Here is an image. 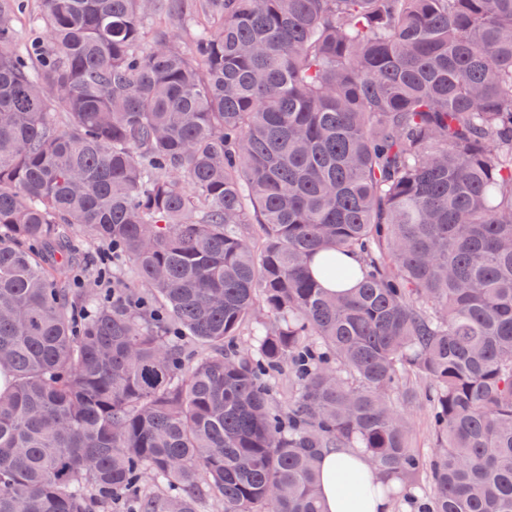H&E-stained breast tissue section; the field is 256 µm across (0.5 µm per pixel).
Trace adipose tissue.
<instances>
[{"mask_svg": "<svg viewBox=\"0 0 512 512\" xmlns=\"http://www.w3.org/2000/svg\"><path fill=\"white\" fill-rule=\"evenodd\" d=\"M317 467L321 474L323 512H348L340 494V482L345 470H352L369 483L378 479L368 456L354 448L322 449Z\"/></svg>", "mask_w": 512, "mask_h": 512, "instance_id": "1", "label": "adipose tissue"}]
</instances>
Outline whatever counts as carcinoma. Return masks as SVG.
Segmentation results:
<instances>
[{"instance_id": "cac0c4a2", "label": "carcinoma", "mask_w": 512, "mask_h": 512, "mask_svg": "<svg viewBox=\"0 0 512 512\" xmlns=\"http://www.w3.org/2000/svg\"><path fill=\"white\" fill-rule=\"evenodd\" d=\"M20 2L0 512H322V448L413 504V380L421 512H512V0ZM404 410L410 423V443L420 455L428 459L434 452V441L430 426L429 407L421 400L415 399Z\"/></svg>"}]
</instances>
